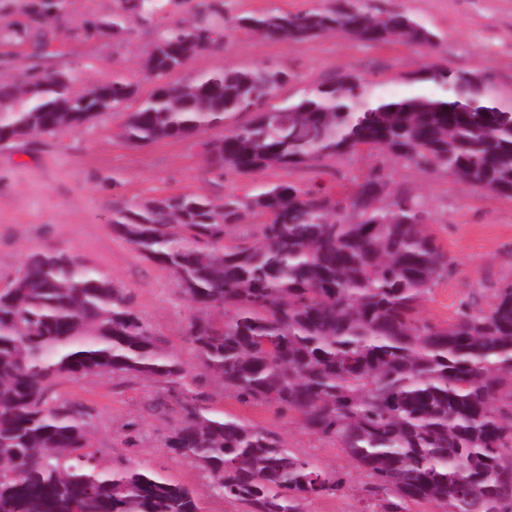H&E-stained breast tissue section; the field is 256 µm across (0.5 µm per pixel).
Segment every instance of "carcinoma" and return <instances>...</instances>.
<instances>
[{"label":"carcinoma","mask_w":512,"mask_h":512,"mask_svg":"<svg viewBox=\"0 0 512 512\" xmlns=\"http://www.w3.org/2000/svg\"><path fill=\"white\" fill-rule=\"evenodd\" d=\"M112 34L151 28L166 0H121ZM245 34L310 42L338 31L374 46L434 48L440 36L402 10L321 0L302 12L245 11ZM224 0H198L189 24L159 33L144 98L121 74L92 98L61 68L29 67L0 84V146L127 113L134 146L200 142L218 175L319 168L367 152L351 186L283 181L216 202L179 193L116 202L112 229L172 272L198 315L186 330L198 368L244 403L297 414L367 473V512H512V282L483 308L461 303L441 324L421 303L452 260L423 223L425 200L398 188L392 164L451 177L512 199V102L480 74L443 63L403 78L386 96L340 71L274 102L292 75L278 64L224 68L168 81L224 48ZM250 115L246 121L237 117ZM251 220L242 236L234 229ZM178 357L135 310L125 288L79 257L25 255L0 288V512H200L195 493L141 465L112 468L89 442L85 405L54 396L56 381L125 374L165 384ZM165 446L192 459L212 493L250 512H302L346 478L298 457L282 439L198 397L180 400Z\"/></svg>","instance_id":"carcinoma-1"}]
</instances>
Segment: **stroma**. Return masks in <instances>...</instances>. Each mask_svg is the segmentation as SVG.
<instances>
[{"label":"stroma","mask_w":512,"mask_h":512,"mask_svg":"<svg viewBox=\"0 0 512 512\" xmlns=\"http://www.w3.org/2000/svg\"><path fill=\"white\" fill-rule=\"evenodd\" d=\"M35 0H0V82L17 81L32 65L64 68L76 91L87 93L123 73L149 92L143 62L159 28L191 23L188 0H169L157 26L127 37L105 29L120 0H62L61 10L32 17ZM370 6L402 9L438 32L431 51L401 44L373 47L337 32L312 42L268 41L224 28V48L192 61L190 72L248 67L273 61L288 69L292 95L339 72L364 75L390 92H403V75L432 62L485 75L502 96L512 97V0H369ZM125 115L112 112L93 125L0 148V288L26 254L57 248L129 292L135 309L166 341L188 370L182 390L214 414L233 415L278 435L295 455L344 475L345 489L305 502L304 512H359L366 474L336 446L305 429L299 418L239 402L199 374L185 330L196 307L178 289L175 275L144 259L112 230V203H139L172 193H200L220 201L281 181L302 186L347 182L367 162L356 155L317 169H269L250 177L217 176L194 140L165 139L143 147L122 135ZM398 183L425 198L434 214L430 230L453 260L447 278L422 305L424 317L445 321L470 296L489 303L493 288L512 281V199H492L479 188L406 166L393 170ZM59 396L94 409L91 441L112 467L143 465L195 490L201 512H246L245 506L210 495L209 478L193 460L170 454L165 441L180 420L169 387L119 375L58 380Z\"/></svg>","instance_id":"1"}]
</instances>
